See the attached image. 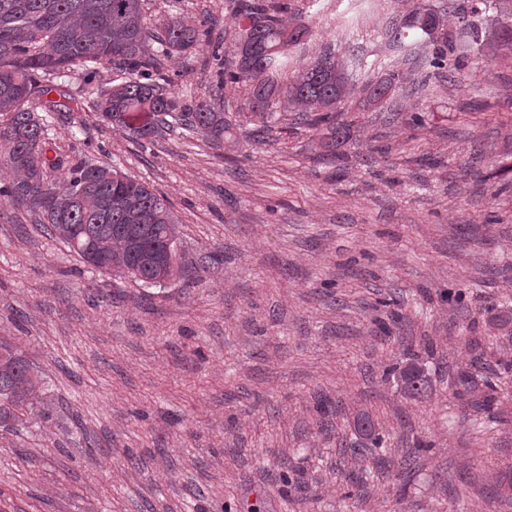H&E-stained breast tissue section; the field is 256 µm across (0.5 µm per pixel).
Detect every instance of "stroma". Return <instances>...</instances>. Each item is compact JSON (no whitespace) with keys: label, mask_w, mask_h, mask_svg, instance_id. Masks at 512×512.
<instances>
[{"label":"stroma","mask_w":512,"mask_h":512,"mask_svg":"<svg viewBox=\"0 0 512 512\" xmlns=\"http://www.w3.org/2000/svg\"><path fill=\"white\" fill-rule=\"evenodd\" d=\"M288 2L283 21L310 29L298 61L404 75L382 104L350 99L336 163L297 113L263 125L245 86L214 92L205 44L161 69L180 99L220 97V147L114 130L91 103L117 68L59 78L87 107L50 119L51 154L164 195L183 271L157 286L95 271L0 208V339L52 402L0 428V512H512V330L494 323L512 317V47L429 78L389 37L417 0ZM238 9L144 0L154 28L207 20L230 40ZM413 361L418 397L399 377ZM366 411L383 447L355 433ZM401 380L410 395H420L427 389L428 378L424 369L411 363L406 369L400 372Z\"/></svg>","instance_id":"stroma-1"}]
</instances>
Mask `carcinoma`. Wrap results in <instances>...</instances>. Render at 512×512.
<instances>
[{"mask_svg":"<svg viewBox=\"0 0 512 512\" xmlns=\"http://www.w3.org/2000/svg\"><path fill=\"white\" fill-rule=\"evenodd\" d=\"M488 0H467L462 20L470 28L473 43L479 41L478 24L471 18L486 11ZM288 9L282 0H251L241 14L246 26L235 40L213 39L207 22L175 19L157 31L143 13L141 0H0V112L11 114L0 126V164L12 177L0 181V207L22 206L38 216V223L61 239L82 261L99 271L120 273L144 284H154L158 272L142 262L139 250L169 248L171 263L167 278L179 271L175 251L177 231L170 202L138 179L110 167H89L77 162L63 179L53 181L48 173L63 162L48 156L46 125L30 112L29 98L49 95L53 85L46 76H64L73 67H85L92 77L96 65L116 64L123 82L100 93L95 107L115 130L147 139L167 126L206 137L215 145L224 142L229 124L224 108L215 100L183 102L168 91L174 79L160 68L159 56L183 53L203 42L212 47L216 70L212 83L221 90L228 84L250 88L251 112L266 119L280 103L302 113L312 127L327 130L323 146L336 149V142L350 137L349 125L337 119L339 105L356 90L357 69L325 53L292 70L289 34L309 35L301 22L289 29L280 14ZM432 16L429 31L409 23L418 10ZM446 8L425 0L405 15L391 32L392 42L404 43L406 32L422 36L424 67L436 76L448 66L464 75L465 55L460 53L443 16ZM157 48H151V44ZM233 61L225 63L226 56ZM403 75L390 71L362 88L365 100L386 98ZM84 110V102L68 95L51 101L48 111L67 114ZM411 395L427 389L424 369L411 363L400 372ZM28 412L47 415L50 406L43 396V383L27 357L8 343H0V427H11ZM358 430L375 448L383 436L370 414L357 420Z\"/></svg>","mask_w":512,"mask_h":512,"instance_id":"1","label":"carcinoma"}]
</instances>
